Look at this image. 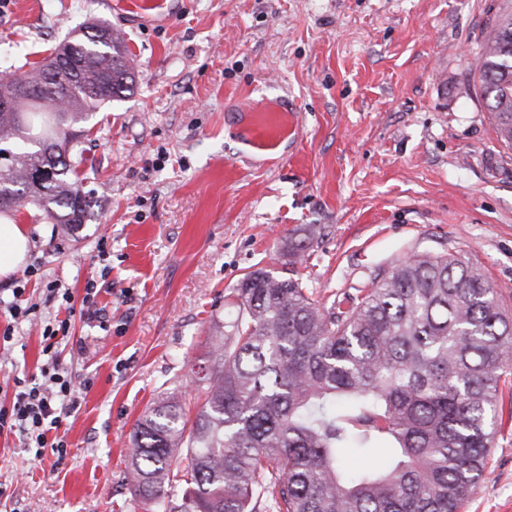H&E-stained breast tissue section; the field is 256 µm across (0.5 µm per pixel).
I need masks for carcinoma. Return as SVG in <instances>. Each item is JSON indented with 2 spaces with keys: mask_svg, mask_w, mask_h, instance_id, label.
Returning a JSON list of instances; mask_svg holds the SVG:
<instances>
[{
  "mask_svg": "<svg viewBox=\"0 0 512 512\" xmlns=\"http://www.w3.org/2000/svg\"><path fill=\"white\" fill-rule=\"evenodd\" d=\"M479 59L480 99L512 149V0L490 6ZM132 86L124 40L106 23L0 81V219L34 204L54 224L84 223L74 125ZM39 168L46 191L32 198ZM313 236L303 228L284 252L297 261ZM227 298L194 417L171 391L134 425L131 512H460L487 478L512 374V315L478 263L413 253L327 302L259 268ZM377 449L379 469L341 465Z\"/></svg>",
  "mask_w": 512,
  "mask_h": 512,
  "instance_id": "carcinoma-1",
  "label": "carcinoma"
}]
</instances>
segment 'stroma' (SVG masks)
Segmentation results:
<instances>
[{
    "instance_id": "obj_1",
    "label": "stroma",
    "mask_w": 512,
    "mask_h": 512,
    "mask_svg": "<svg viewBox=\"0 0 512 512\" xmlns=\"http://www.w3.org/2000/svg\"><path fill=\"white\" fill-rule=\"evenodd\" d=\"M492 0H184L154 28L119 27L132 90L84 122L89 223L14 213L27 258L1 288L37 309L12 324L0 307L2 388L44 361L40 324L80 304L94 279L102 321L73 316L62 363L92 387L62 421L63 459L34 464L0 436V512H127L130 434L161 395L195 411L196 371L224 321V293L267 268L323 295L367 288L419 252L480 263L512 312V150L474 90ZM96 19L92 0H0V73L29 70L67 32ZM300 107L294 156L256 162L224 139L233 107ZM313 225L303 260L282 241ZM72 300L47 301L46 286ZM486 481L463 512H512V383L499 392Z\"/></svg>"
}]
</instances>
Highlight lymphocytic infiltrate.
Segmentation results:
<instances>
[{
    "instance_id": "obj_1",
    "label": "lymphocytic infiltrate",
    "mask_w": 512,
    "mask_h": 512,
    "mask_svg": "<svg viewBox=\"0 0 512 512\" xmlns=\"http://www.w3.org/2000/svg\"><path fill=\"white\" fill-rule=\"evenodd\" d=\"M70 327L66 318L43 325V364L37 374L14 377L9 404L0 403V433L20 436L38 462L44 461L47 453L63 452L65 442L58 429L64 416L78 408L85 389L58 358V346Z\"/></svg>"
}]
</instances>
